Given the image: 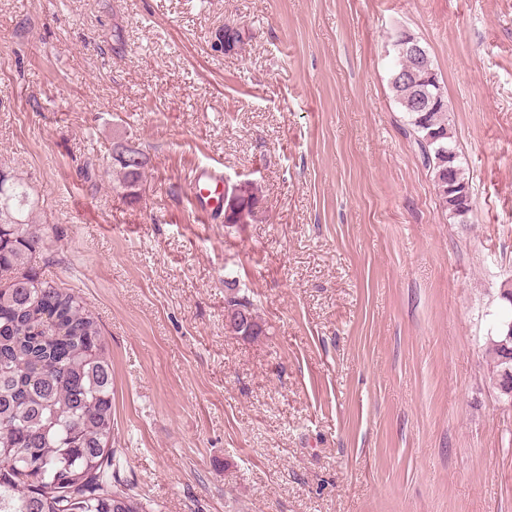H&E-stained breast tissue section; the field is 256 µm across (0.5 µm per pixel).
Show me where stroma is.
I'll use <instances>...</instances> for the list:
<instances>
[{
    "label": "stroma",
    "mask_w": 512,
    "mask_h": 512,
    "mask_svg": "<svg viewBox=\"0 0 512 512\" xmlns=\"http://www.w3.org/2000/svg\"><path fill=\"white\" fill-rule=\"evenodd\" d=\"M399 30L444 82L467 222L392 98ZM122 136L148 156L135 199ZM206 167L257 217L205 221ZM0 171L45 227L39 274L102 327L119 475L154 512H512L486 352L512 280V0H0ZM231 280L263 335L225 333Z\"/></svg>",
    "instance_id": "stroma-1"
}]
</instances>
